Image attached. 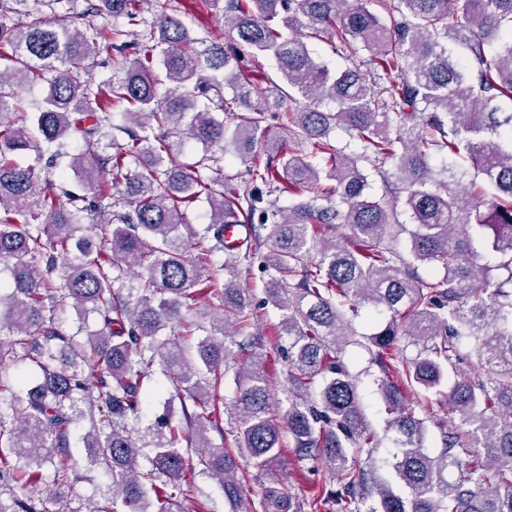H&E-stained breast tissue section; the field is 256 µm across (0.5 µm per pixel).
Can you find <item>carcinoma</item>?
Listing matches in <instances>:
<instances>
[{"mask_svg": "<svg viewBox=\"0 0 512 512\" xmlns=\"http://www.w3.org/2000/svg\"><path fill=\"white\" fill-rule=\"evenodd\" d=\"M27 2L0 0V14L22 17L0 25V261L10 274L0 289V492L44 475L72 486L76 470L56 459L87 418V464L112 477L89 512H194L196 471L219 484L229 512H363L372 495L371 512H512V0H211L223 42L193 37L173 0H93L64 19ZM324 35L345 67L317 61ZM102 56L116 71L98 80ZM261 58L278 65L265 89L244 74ZM36 79L47 93L28 105L15 90ZM116 111L125 123H113ZM337 129L349 137L342 147L330 141ZM174 134L205 153L176 163ZM228 147L251 166L226 194L223 178L200 170H221L216 151ZM25 151L45 166L19 165ZM61 158L97 188L94 200L57 187ZM202 198L210 214L198 233L185 215ZM400 210L416 226L404 252ZM226 224L268 230L263 270L278 274L268 293L288 311L278 336L288 338L293 400L282 419L258 354L234 375L235 443L267 475L257 502L233 450L210 437L224 436L212 396L227 340L254 318L244 292L224 284L196 355L157 341L173 323L188 336L200 329L186 314L213 292ZM338 224L349 230L341 241L327 236ZM473 228L494 264L478 262ZM67 305L94 313L99 328L65 325ZM361 305L389 315L372 346L407 499L369 480L376 436L339 356L346 310ZM471 337L484 375L449 387L451 424L432 457L407 394L457 372L459 342ZM155 364L182 421L160 418L141 435L129 420ZM285 430L297 459L324 460L339 489L289 495L278 479ZM52 504L15 495L0 512H62Z\"/></svg>", "mask_w": 512, "mask_h": 512, "instance_id": "obj_1", "label": "carcinoma"}]
</instances>
